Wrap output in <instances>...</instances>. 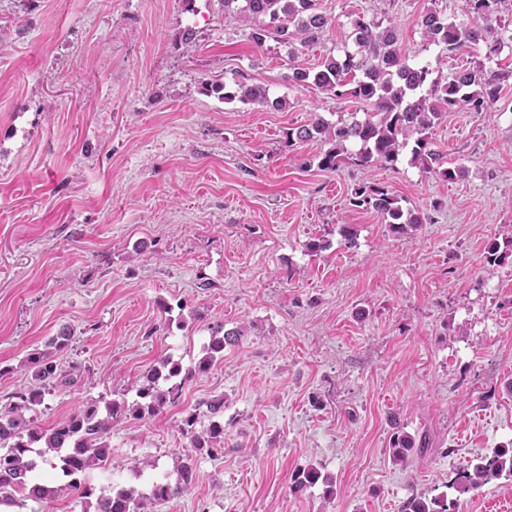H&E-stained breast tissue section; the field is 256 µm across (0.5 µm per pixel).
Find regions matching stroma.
Listing matches in <instances>:
<instances>
[{
	"label": "stroma",
	"mask_w": 512,
	"mask_h": 512,
	"mask_svg": "<svg viewBox=\"0 0 512 512\" xmlns=\"http://www.w3.org/2000/svg\"><path fill=\"white\" fill-rule=\"evenodd\" d=\"M329 25L312 49L256 48L219 0H0V403L26 390L29 353L61 329L56 361L76 382L27 413L49 430L90 402L133 403L165 359L191 367L217 327L239 328L178 404L115 422L111 454L77 497L13 512H95L97 492L147 491L194 459L192 487L155 512H404L413 498L459 512H512V476L462 494L456 470L512 446V85L492 112L443 113L431 146L455 181L403 151L394 168L318 166L320 146L287 145L321 116L365 104L294 84L292 66L337 54L352 19L395 28L410 62L447 78L512 49L424 48L436 7L462 0H319ZM193 30L195 42L182 34ZM260 85L282 107L225 99ZM388 188L423 222L395 237L357 187ZM323 242L317 253L309 241ZM220 397L224 451L193 452L188 412L208 426ZM401 434L421 439L392 460ZM315 467L332 488L291 490Z\"/></svg>",
	"instance_id": "35a3bbf8"
}]
</instances>
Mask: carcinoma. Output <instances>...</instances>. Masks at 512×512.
<instances>
[{
  "label": "carcinoma",
  "instance_id": "obj_1",
  "mask_svg": "<svg viewBox=\"0 0 512 512\" xmlns=\"http://www.w3.org/2000/svg\"><path fill=\"white\" fill-rule=\"evenodd\" d=\"M224 16L238 18L249 26V40L258 48L272 39L290 46L288 56L296 59L295 45L310 48L317 44L328 25V18L319 11L318 0H221ZM508 0H464L463 10L471 15L467 25H458L442 13L430 8L420 17L419 26L426 45L442 46L450 53L467 45L482 44L486 58L498 54L504 46L500 14ZM433 70L426 62L410 64L398 45V36L391 26L365 17L351 22L348 41L339 54L328 56L314 67L293 66L292 79L298 85H312L338 98H348L371 107L362 121L331 123L317 116L309 123L291 129L286 143L316 142L326 146L318 155V167L334 171L348 153L352 143L357 150L354 164L361 167L380 165L392 168L406 147L411 157L425 168L448 181L460 175L458 168L437 166L440 155L430 148L428 131L443 112L463 106L475 112H488L500 99L505 86L512 81V69H491L478 62L461 68L446 80L432 77ZM239 99L244 104H259L277 109L283 102L270 99L267 90L258 85L237 84L224 90V99ZM353 205L370 207L385 218L388 231L401 236L422 224L419 215L403 210L395 196L378 186H360L354 191ZM240 329L215 331L193 370L185 373L180 363L165 360L161 368L152 369L140 386L138 400L130 405L116 401L99 408L90 403L74 412L66 422L46 433L30 427L21 411L35 410L45 397L46 390L67 383V374L59 369L50 352H32L27 357L33 384L25 392L14 395L15 401L0 409V505L14 502L18 493L35 500L52 496L55 489L32 481L31 474L38 466L31 457L35 446L43 445L57 454L56 465L68 478L64 488L86 498L92 494L85 475L101 466L110 454L106 441L112 422L130 413L137 418L151 416L181 396L184 382L194 374L208 372L224 355V348L239 344ZM170 386L163 389L159 381ZM213 421L197 428V417L191 413L183 421L182 431L189 436L191 447L215 456L222 451L224 423L217 420L224 410V399L206 403ZM415 447L408 436H398L392 443V457L403 462ZM512 475V448H500L475 465H464L455 473L454 485L463 493L476 492L502 474ZM195 480L193 459H183L177 467L175 483L154 482L149 493L133 489L103 492L97 497L96 512H152L148 506L167 503L191 488ZM323 483L326 493L333 494L331 478L315 467L295 475L292 490L300 493ZM407 512H457V507L442 500L427 502L414 498L406 505Z\"/></svg>",
  "mask_w": 512,
  "mask_h": 512
}]
</instances>
